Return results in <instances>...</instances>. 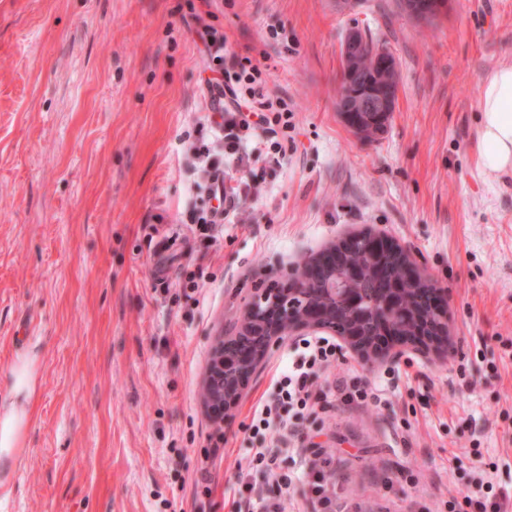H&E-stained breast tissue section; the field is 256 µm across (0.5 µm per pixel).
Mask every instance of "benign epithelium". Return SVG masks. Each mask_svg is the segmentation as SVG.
I'll return each mask as SVG.
<instances>
[{
    "mask_svg": "<svg viewBox=\"0 0 512 512\" xmlns=\"http://www.w3.org/2000/svg\"><path fill=\"white\" fill-rule=\"evenodd\" d=\"M451 2L402 0V8L410 17L427 21L449 11ZM364 43L363 33L356 28L343 42L337 112L357 136L363 135V131L355 113H374L371 124L380 126L376 132L380 136L385 132L381 127L384 118L395 111L399 85L383 88L378 81H357L355 63ZM363 240L368 263L374 269L388 262H402V276L386 291L382 311L371 315L364 309L365 290L354 287L362 278L360 268H348V285L338 289L309 287L305 263L290 269L283 275L284 282L263 289L248 305L233 333L215 338L203 397L216 416L228 415L264 358L286 335L327 331L368 361L396 359L406 349L432 354L440 360L448 358L452 348L448 294L440 288L420 287L422 283H432V279L404 248L371 232H356L331 245L320 263L333 266L340 253Z\"/></svg>",
    "mask_w": 512,
    "mask_h": 512,
    "instance_id": "7a95c632",
    "label": "benign epithelium"
}]
</instances>
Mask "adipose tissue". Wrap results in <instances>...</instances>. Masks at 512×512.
<instances>
[{
    "label": "adipose tissue",
    "instance_id": "obj_1",
    "mask_svg": "<svg viewBox=\"0 0 512 512\" xmlns=\"http://www.w3.org/2000/svg\"><path fill=\"white\" fill-rule=\"evenodd\" d=\"M478 103L479 165L490 177L512 171V64L493 70L481 83ZM0 395V471L19 456L23 434L30 423V404L35 391L32 359L18 358Z\"/></svg>",
    "mask_w": 512,
    "mask_h": 512
}]
</instances>
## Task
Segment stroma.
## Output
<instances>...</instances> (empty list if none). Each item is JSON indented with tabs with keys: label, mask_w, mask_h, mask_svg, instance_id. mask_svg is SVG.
I'll use <instances>...</instances> for the list:
<instances>
[{
	"label": "stroma",
	"mask_w": 512,
	"mask_h": 512,
	"mask_svg": "<svg viewBox=\"0 0 512 512\" xmlns=\"http://www.w3.org/2000/svg\"><path fill=\"white\" fill-rule=\"evenodd\" d=\"M223 35L292 112L282 165L215 150L249 190L217 241L209 205L207 55ZM399 70L384 134L359 140L336 110L351 28ZM512 63V0H453L419 23L399 0H0V378L37 356L25 446L0 512H233L242 483L285 512H448L477 478L512 496V173L478 165V91ZM406 247L448 292L455 351L404 352L413 380L355 354L379 408L301 421L275 474L252 467L251 424L276 348L224 421L201 388L216 336L255 289L348 234ZM322 448L332 503L281 485ZM224 194H227L233 198L238 196L236 188H231L228 194L227 190L224 189L223 182L222 189L212 190V196L219 202L217 207H211L210 209L203 210L202 212L195 210L191 211V224H197V228L202 234H205L207 238H211L215 241L217 240V236L214 234V232L218 226L217 224H220L218 213Z\"/></svg>",
	"instance_id": "1"
}]
</instances>
